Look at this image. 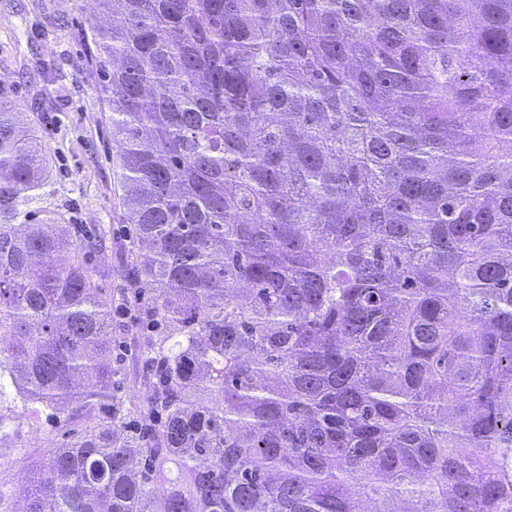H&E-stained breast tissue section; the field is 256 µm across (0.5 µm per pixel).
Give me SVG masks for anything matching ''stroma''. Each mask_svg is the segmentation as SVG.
<instances>
[{
  "label": "stroma",
  "instance_id": "obj_1",
  "mask_svg": "<svg viewBox=\"0 0 512 512\" xmlns=\"http://www.w3.org/2000/svg\"><path fill=\"white\" fill-rule=\"evenodd\" d=\"M95 18L91 0H0V93L17 103L53 161L49 194L34 201L41 220L73 239L86 230H109L113 241L128 234L118 214L112 126L97 93L99 71L84 33ZM112 270V354L119 370L117 396L126 406H145L140 379L147 370L139 307L128 289L119 249L95 255ZM82 420L45 417L38 428L19 429L12 451L0 457V490L10 512H22V489L33 461L77 433Z\"/></svg>",
  "mask_w": 512,
  "mask_h": 512
}]
</instances>
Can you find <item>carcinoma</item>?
<instances>
[{
    "instance_id": "carcinoma-1",
    "label": "carcinoma",
    "mask_w": 512,
    "mask_h": 512,
    "mask_svg": "<svg viewBox=\"0 0 512 512\" xmlns=\"http://www.w3.org/2000/svg\"><path fill=\"white\" fill-rule=\"evenodd\" d=\"M94 2L150 398L0 96V429L84 420L25 512H512V0Z\"/></svg>"
}]
</instances>
